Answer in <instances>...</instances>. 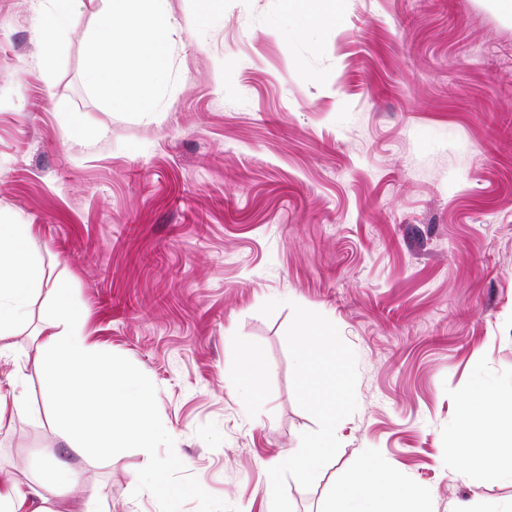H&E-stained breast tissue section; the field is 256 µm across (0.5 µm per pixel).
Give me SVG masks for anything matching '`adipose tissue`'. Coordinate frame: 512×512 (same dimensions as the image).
<instances>
[{
  "label": "adipose tissue",
  "mask_w": 512,
  "mask_h": 512,
  "mask_svg": "<svg viewBox=\"0 0 512 512\" xmlns=\"http://www.w3.org/2000/svg\"><path fill=\"white\" fill-rule=\"evenodd\" d=\"M102 19L87 46V81L101 87L113 80L117 64L132 72L134 84L125 102H150L154 84L168 64L172 24L164 0H102ZM32 227L0 224V359L13 369L0 381V429L26 416L28 370L46 383L48 419L77 454L91 457L119 448L152 451L161 436L152 411V384L134 367L101 353L91 344L82 312L67 301L66 288L54 290L51 319L39 330L32 354L17 355L13 338L26 319L44 276L28 246ZM299 355L300 385L315 397V378L336 355V332L322 322L319 336L303 334ZM499 400L475 389L464 401L455 431L461 466L480 457L488 478H512V414L492 419ZM335 401L323 405L322 430L302 447L278 453L272 473L288 471L296 481H312L328 458L336 431ZM77 470L61 466L57 451H43V463L28 480L0 467V512H108L101 497L79 505L61 501L63 484H77ZM328 512H428L426 496L400 474L358 472L334 484Z\"/></svg>",
  "instance_id": "1"
}]
</instances>
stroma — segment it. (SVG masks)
<instances>
[{
    "instance_id": "1",
    "label": "stroma",
    "mask_w": 512,
    "mask_h": 512,
    "mask_svg": "<svg viewBox=\"0 0 512 512\" xmlns=\"http://www.w3.org/2000/svg\"><path fill=\"white\" fill-rule=\"evenodd\" d=\"M177 27L151 107L85 78L101 0L53 49L31 0H0V224L34 227L92 343L153 382L151 455L83 458L37 418L0 434L26 477L42 448L64 489L111 512H266V464L319 431L297 374L303 318L336 327L331 460L281 474L291 512H326L364 464L450 503L512 502L455 474L460 402L512 399V12L501 0H166ZM193 28H186V21ZM264 353L237 388L236 340Z\"/></svg>"
}]
</instances>
